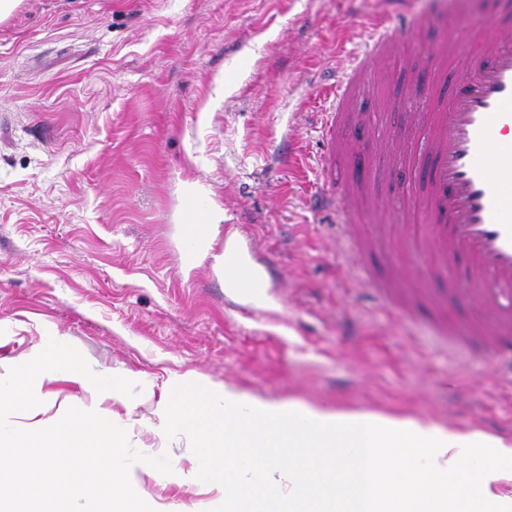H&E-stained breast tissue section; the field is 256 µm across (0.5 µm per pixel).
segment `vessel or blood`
Segmentation results:
<instances>
[{
	"label": "vessel or blood",
	"mask_w": 512,
	"mask_h": 512,
	"mask_svg": "<svg viewBox=\"0 0 512 512\" xmlns=\"http://www.w3.org/2000/svg\"><path fill=\"white\" fill-rule=\"evenodd\" d=\"M402 30L389 22L371 31L366 57L355 59L336 81L319 115L323 152L316 202L343 211L346 221L338 226V241L345 266L358 271L363 289L381 305L402 316L411 311V291L375 276L368 265L371 241L354 225L387 217L402 225L412 210L428 216L430 226L418 250L464 259L470 295L495 313L490 330L478 322L463 326L444 315L437 329L451 342L476 341L494 354L512 335V141L503 138L512 129V38L482 50L422 46L429 81L415 84L414 90L431 98L428 119L408 126L403 136L376 141L387 163H405L409 145L431 163L407 204L371 201L336 180L339 160L354 149L345 137L356 119L354 101L362 88L379 81L382 63L403 54Z\"/></svg>",
	"instance_id": "1"
}]
</instances>
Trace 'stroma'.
I'll use <instances>...</instances> for the list:
<instances>
[{
	"label": "stroma",
	"instance_id": "1",
	"mask_svg": "<svg viewBox=\"0 0 512 512\" xmlns=\"http://www.w3.org/2000/svg\"><path fill=\"white\" fill-rule=\"evenodd\" d=\"M395 0H23L0 23V377L49 340L101 376L134 382L114 400L78 383L34 385L58 419L74 401L169 454L136 469L154 512H219L194 481L161 408L188 377L209 393L379 412L480 431L512 445V382L476 348L437 349V311L488 317L464 294L466 263L431 262L410 316L367 300L342 266L332 214L312 208L326 88L362 54V30ZM418 44L368 89L392 134L423 117L396 103ZM219 205L220 236L260 269L277 309L238 305L187 235ZM377 276L421 265L424 216L367 224Z\"/></svg>",
	"mask_w": 512,
	"mask_h": 512
}]
</instances>
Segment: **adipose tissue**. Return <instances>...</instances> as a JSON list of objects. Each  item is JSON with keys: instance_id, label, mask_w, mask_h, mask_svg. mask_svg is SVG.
I'll use <instances>...</instances> for the list:
<instances>
[{"instance_id": "1", "label": "adipose tissue", "mask_w": 512, "mask_h": 512, "mask_svg": "<svg viewBox=\"0 0 512 512\" xmlns=\"http://www.w3.org/2000/svg\"><path fill=\"white\" fill-rule=\"evenodd\" d=\"M229 295L274 307L233 238L218 257ZM190 437L192 475L222 512H512V446L431 420L249 398L201 384L164 405Z\"/></svg>"}]
</instances>
